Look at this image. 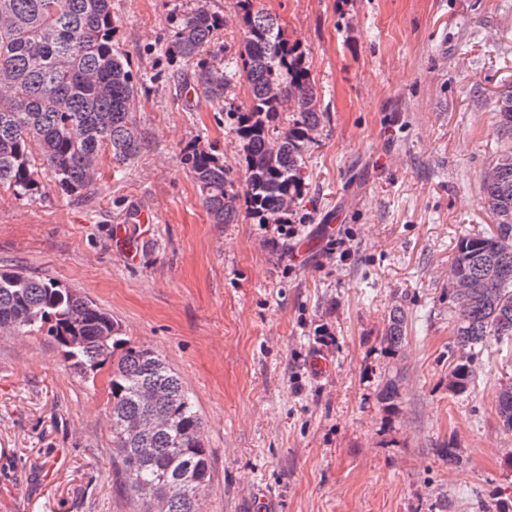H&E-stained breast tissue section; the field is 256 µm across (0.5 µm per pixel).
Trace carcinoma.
I'll list each match as a JSON object with an SVG mask.
<instances>
[{"instance_id":"1","label":"carcinoma","mask_w":512,"mask_h":512,"mask_svg":"<svg viewBox=\"0 0 512 512\" xmlns=\"http://www.w3.org/2000/svg\"><path fill=\"white\" fill-rule=\"evenodd\" d=\"M243 40L230 57L212 43L224 16L201 5L174 20L168 56L195 65L193 90L220 100L246 84L250 102L224 104L239 139L244 180L213 150L192 141L181 162L215 224H235L241 212L256 224H290L310 174L307 153L324 122L318 90L302 51L288 42L257 0H233ZM112 0H0V187L34 197L38 170L62 192L80 194L97 178L108 149L118 164L143 146L134 102L146 83L114 44ZM292 113L289 122L283 115ZM501 136L512 138V87L500 93ZM481 198L495 230L463 235L451 271L476 288L451 290L452 331L460 355L449 390L470 389L476 350L492 338L512 339V147L499 151L481 179ZM0 331L38 333L61 349L83 377L108 371L112 469L122 491L138 498L140 482L173 478L187 468L200 482L163 500L164 512H201L211 481L204 423L182 379L156 351L130 343L112 316L60 281L0 267ZM407 314L395 307L384 339L393 352L406 340ZM503 429L512 431V385L495 392ZM151 419L132 435L122 424Z\"/></svg>"}]
</instances>
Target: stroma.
I'll use <instances>...</instances> for the list:
<instances>
[{
  "instance_id": "1",
  "label": "stroma",
  "mask_w": 512,
  "mask_h": 512,
  "mask_svg": "<svg viewBox=\"0 0 512 512\" xmlns=\"http://www.w3.org/2000/svg\"><path fill=\"white\" fill-rule=\"evenodd\" d=\"M232 4L112 0L118 46L150 77L134 107L145 146L123 165L103 152L79 195L46 171L36 198L0 188V266L60 280L165 357L204 420L202 512H251L260 492L272 512L512 507V432L494 406L512 344L490 342L466 393L448 388V269L459 238L491 223L481 175L512 145L496 112L512 86V0H258L300 44L326 114L302 232L278 245L248 215L212 223L180 164L199 139L242 172L221 103L191 94L192 66L159 52L172 17L201 5L225 17L214 42L235 52ZM335 236L349 260L328 253ZM396 306L408 332L394 353ZM318 348L322 378L308 366ZM108 399L106 373L83 381L45 337L0 333V512H141L112 469ZM407 314L402 307H395L388 316L384 339L394 353L398 352L406 340Z\"/></svg>"
}]
</instances>
